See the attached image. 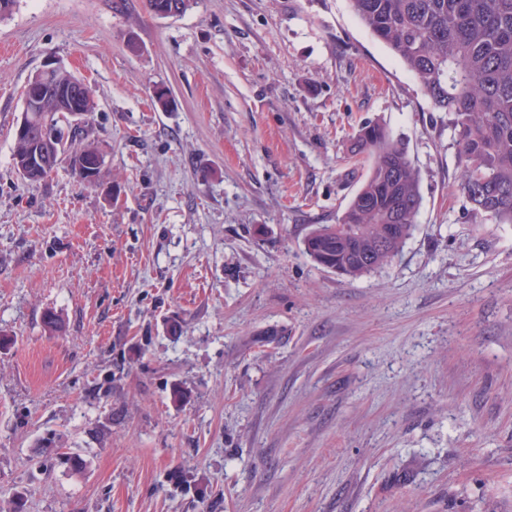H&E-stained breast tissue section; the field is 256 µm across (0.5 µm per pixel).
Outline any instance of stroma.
<instances>
[{"mask_svg": "<svg viewBox=\"0 0 512 512\" xmlns=\"http://www.w3.org/2000/svg\"><path fill=\"white\" fill-rule=\"evenodd\" d=\"M50 60L94 92L98 185L13 169ZM369 121L407 144L422 204L401 254L350 280L303 239L359 186ZM454 137L348 0H18L0 512H512V224L473 217ZM196 2L195 0H145L144 6L154 16L169 17L184 14Z\"/></svg>", "mask_w": 512, "mask_h": 512, "instance_id": "stroma-1", "label": "stroma"}]
</instances>
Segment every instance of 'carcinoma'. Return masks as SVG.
Listing matches in <instances>:
<instances>
[{
	"label": "carcinoma",
	"mask_w": 512,
	"mask_h": 512,
	"mask_svg": "<svg viewBox=\"0 0 512 512\" xmlns=\"http://www.w3.org/2000/svg\"><path fill=\"white\" fill-rule=\"evenodd\" d=\"M359 21L414 73L434 109L457 132L460 190L475 214L512 224V0H348ZM196 0H144L154 16L181 15ZM26 136L15 139V172L38 183L65 164L96 183L104 153L71 114L94 112L90 88L69 71L35 73L24 89ZM56 148L36 153L45 129ZM349 153L367 172L338 222L319 224L304 239L311 261L349 279L392 261L415 231L419 173L406 144L380 123H367Z\"/></svg>",
	"instance_id": "1"
}]
</instances>
